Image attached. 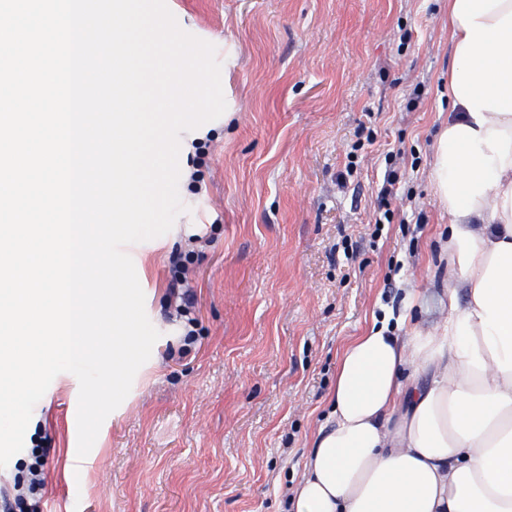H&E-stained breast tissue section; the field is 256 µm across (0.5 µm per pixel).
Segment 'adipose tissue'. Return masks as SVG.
<instances>
[{
    "label": "adipose tissue",
    "mask_w": 512,
    "mask_h": 512,
    "mask_svg": "<svg viewBox=\"0 0 512 512\" xmlns=\"http://www.w3.org/2000/svg\"><path fill=\"white\" fill-rule=\"evenodd\" d=\"M448 38V313L342 348L290 512H512V0H448Z\"/></svg>",
    "instance_id": "ef3b65f1"
}]
</instances>
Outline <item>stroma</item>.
I'll return each instance as SVG.
<instances>
[{"instance_id":"obj_1","label":"stroma","mask_w":512,"mask_h":512,"mask_svg":"<svg viewBox=\"0 0 512 512\" xmlns=\"http://www.w3.org/2000/svg\"><path fill=\"white\" fill-rule=\"evenodd\" d=\"M235 49L236 114L166 234L127 246L159 331L131 391L75 463L79 383L57 375L0 489L46 450L44 512H287L343 345L405 312L438 324L448 222L433 193L448 119V0H167ZM394 179L393 195L380 190ZM390 212L376 227V217ZM187 257L196 333L170 305Z\"/></svg>"}]
</instances>
